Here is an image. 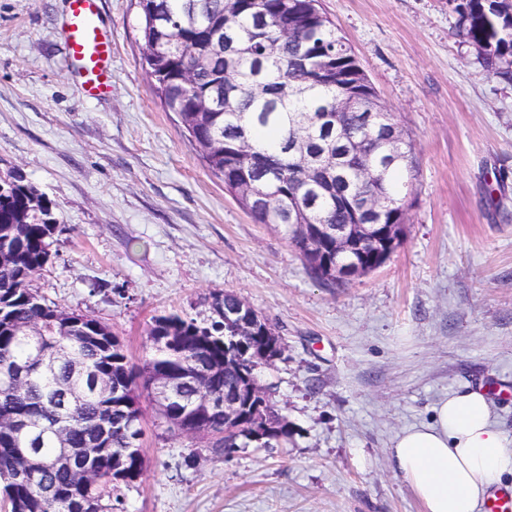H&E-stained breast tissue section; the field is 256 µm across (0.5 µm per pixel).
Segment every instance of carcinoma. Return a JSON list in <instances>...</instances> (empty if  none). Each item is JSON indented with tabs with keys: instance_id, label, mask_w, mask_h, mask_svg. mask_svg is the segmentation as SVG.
<instances>
[{
	"instance_id": "obj_1",
	"label": "carcinoma",
	"mask_w": 512,
	"mask_h": 512,
	"mask_svg": "<svg viewBox=\"0 0 512 512\" xmlns=\"http://www.w3.org/2000/svg\"><path fill=\"white\" fill-rule=\"evenodd\" d=\"M462 35L483 49L486 71L512 82V0H456ZM143 59L155 90L170 112L179 114L189 142L224 189L259 224L292 226L290 239L309 274L337 286L333 241L309 243L314 224L354 223V214L377 191L386 203L378 224L407 218V197L415 179L411 142L391 158L386 139L396 125L378 109V96L344 38L317 0H137ZM199 62L193 81L183 80L190 61ZM344 95L353 107L325 127L318 114ZM366 112L378 125L360 124ZM376 178L364 181V159ZM57 204L28 180L0 189V419L25 429L0 431V480L11 512H80L94 500L112 512L113 487L131 485L142 470L127 451L142 434L141 398L155 402L161 376L180 379L169 408V428L183 434L182 411L204 408L210 392L191 372L224 360L223 322L202 324L180 314L152 318L147 336H179L167 352L147 347L142 362H130L112 330L88 314L78 318L86 337L69 328L58 306L34 288L44 268L58 219ZM384 245L366 244L356 262L372 267ZM41 326L44 335L30 338ZM36 367L12 384L14 368ZM110 425V448L95 465L98 482L81 485L67 465L56 463L59 448H87ZM202 422L212 448L224 452V411ZM29 449L45 461L38 473L19 479L14 452Z\"/></svg>"
}]
</instances>
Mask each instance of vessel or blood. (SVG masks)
<instances>
[{
  "label": "vessel or blood",
  "instance_id": "b4317fda",
  "mask_svg": "<svg viewBox=\"0 0 512 512\" xmlns=\"http://www.w3.org/2000/svg\"><path fill=\"white\" fill-rule=\"evenodd\" d=\"M98 0H69L66 36L72 57L85 79L88 92L105 86L112 48L96 24Z\"/></svg>",
  "mask_w": 512,
  "mask_h": 512
}]
</instances>
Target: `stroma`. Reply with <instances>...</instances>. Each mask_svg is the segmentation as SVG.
<instances>
[{"label": "stroma", "mask_w": 512, "mask_h": 512, "mask_svg": "<svg viewBox=\"0 0 512 512\" xmlns=\"http://www.w3.org/2000/svg\"><path fill=\"white\" fill-rule=\"evenodd\" d=\"M414 146L401 245L337 287L281 224L225 192L142 65L136 0H99L109 86L89 93L62 32L68 0H0V174L58 205L34 285L108 325L132 360L153 317L210 322L231 292L286 345L259 372L284 447L225 456L144 413L145 469L125 512H423L391 464L397 435L486 390L512 448V83L458 34L448 0H320Z\"/></svg>", "instance_id": "1"}]
</instances>
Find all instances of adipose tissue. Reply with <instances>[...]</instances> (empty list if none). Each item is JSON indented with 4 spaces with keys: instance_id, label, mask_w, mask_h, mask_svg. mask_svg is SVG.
Masks as SVG:
<instances>
[{
    "instance_id": "adipose-tissue-1",
    "label": "adipose tissue",
    "mask_w": 512,
    "mask_h": 512,
    "mask_svg": "<svg viewBox=\"0 0 512 512\" xmlns=\"http://www.w3.org/2000/svg\"><path fill=\"white\" fill-rule=\"evenodd\" d=\"M395 470L409 483L424 512H477L488 494L512 474V449L498 428L484 392L449 396L432 422L404 429L392 450Z\"/></svg>"
}]
</instances>
